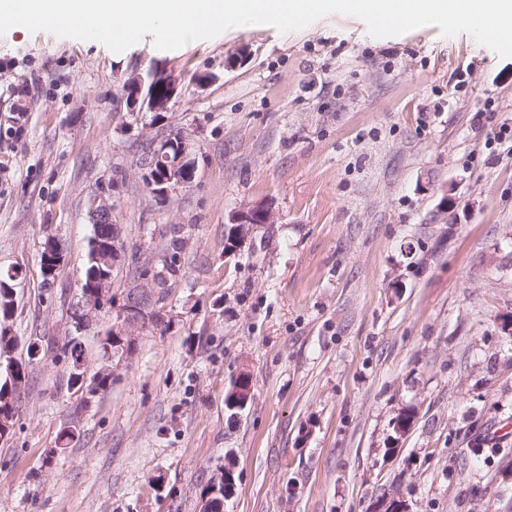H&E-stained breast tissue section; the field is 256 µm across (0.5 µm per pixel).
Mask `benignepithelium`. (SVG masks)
Listing matches in <instances>:
<instances>
[{"instance_id": "1", "label": "benign epithelium", "mask_w": 512, "mask_h": 512, "mask_svg": "<svg viewBox=\"0 0 512 512\" xmlns=\"http://www.w3.org/2000/svg\"><path fill=\"white\" fill-rule=\"evenodd\" d=\"M126 100L132 112H162L175 94V83L155 71L146 75L131 77L125 84ZM195 171V159L192 157L191 146L183 135H170L160 141L153 149V161L146 177L147 188L157 197H167L169 192L191 184ZM93 222L108 224L109 231L105 236L96 237L94 260L99 264L102 275L89 281V287L95 289L100 299L109 297L112 290V276L126 262V247L119 224L112 223L111 196L100 192L94 198ZM229 223L237 226L236 235L227 246V252L234 253L252 234L254 229L267 224L276 223V214L268 203L257 204L233 212ZM169 263L151 264L147 274L138 277L127 286L122 303L116 312L112 324L111 336L122 340L125 352H130L132 336L143 328L153 314L158 312L155 304L158 288L169 283ZM234 391L241 397L243 404L252 398V384L246 373L234 382ZM235 459L224 460V499H229L235 492L234 471ZM371 512H409L405 501L395 496L378 500Z\"/></svg>"}]
</instances>
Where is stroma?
<instances>
[{"label": "stroma", "instance_id": "obj_1", "mask_svg": "<svg viewBox=\"0 0 512 512\" xmlns=\"http://www.w3.org/2000/svg\"><path fill=\"white\" fill-rule=\"evenodd\" d=\"M150 70L174 96L129 111L125 82ZM506 124L512 58L436 26L376 38L332 14L168 51L148 34L119 53L0 35V270L18 274L7 326L16 357L49 341L0 440V512H199L229 455L224 512H370L388 495L410 512H512V141L494 138ZM176 131L194 178L160 199L143 160ZM104 189L127 259L79 331ZM264 202L275 223L227 253L230 215ZM176 224L186 245L163 324L103 359L138 259ZM51 236L62 260L48 282ZM76 334L87 376H109L88 401L62 351ZM243 372L253 395L233 420L224 397Z\"/></svg>", "mask_w": 512, "mask_h": 512}]
</instances>
